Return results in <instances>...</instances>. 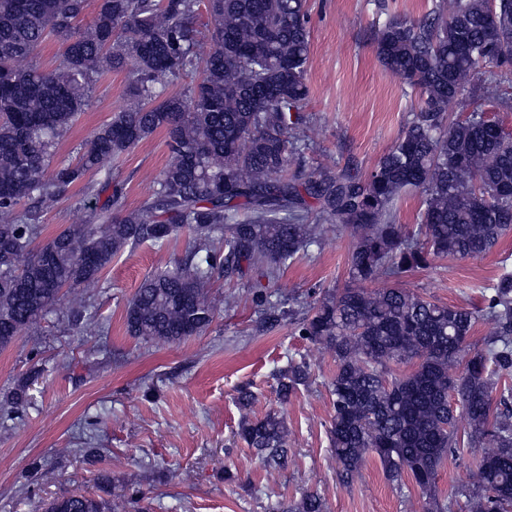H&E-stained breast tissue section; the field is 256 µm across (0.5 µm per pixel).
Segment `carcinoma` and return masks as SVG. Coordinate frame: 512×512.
<instances>
[{"mask_svg": "<svg viewBox=\"0 0 512 512\" xmlns=\"http://www.w3.org/2000/svg\"><path fill=\"white\" fill-rule=\"evenodd\" d=\"M86 6L0 0V351L57 312L68 293L81 318L89 309L81 290L97 285L126 248L162 247L186 233L185 258L147 276L125 315L128 335L179 344L215 320L205 292L212 280L248 266L272 283L314 243L309 224H341L355 238L356 286L316 300L297 325L336 363L327 432L340 476L351 477L375 453L398 489L408 475L428 512H448L436 480L461 445L454 399L467 445L480 448L466 470L468 512H512V273L475 311L402 287H364L381 271L399 280L432 257L484 255L512 232V135L478 107L464 119L448 116L477 78L482 99H500L512 74V0H432L420 19L389 16L375 27L377 58L421 104L365 177L350 169L302 176L306 0H97L81 30ZM204 30L214 48L201 60L195 47ZM51 39L61 47L58 64L49 71L28 64ZM108 71L127 74L125 106L77 148L75 161L52 165ZM165 78L190 83L173 92ZM158 132L170 160L152 195L127 209L104 165ZM90 172L102 179L85 187L87 220L33 248L44 209L69 198ZM409 191L420 194L424 244L394 220L395 201ZM254 301L266 327L280 324L284 311L271 294L259 290ZM485 319L496 331L480 347L469 344ZM394 363L411 369L395 375ZM308 377L304 363L278 371L280 402ZM238 435L266 469L288 467V426L278 413L243 416ZM44 512L113 508L75 493ZM280 512H324V503L307 493Z\"/></svg>", "mask_w": 512, "mask_h": 512, "instance_id": "1", "label": "carcinoma"}]
</instances>
